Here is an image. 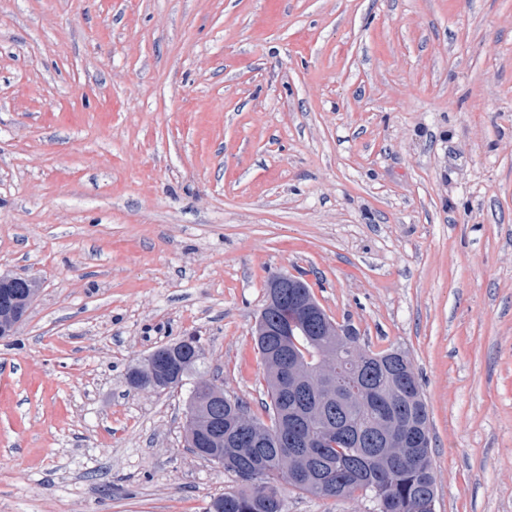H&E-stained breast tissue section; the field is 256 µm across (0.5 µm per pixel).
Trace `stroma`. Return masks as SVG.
Wrapping results in <instances>:
<instances>
[{
  "instance_id": "obj_1",
  "label": "stroma",
  "mask_w": 512,
  "mask_h": 512,
  "mask_svg": "<svg viewBox=\"0 0 512 512\" xmlns=\"http://www.w3.org/2000/svg\"><path fill=\"white\" fill-rule=\"evenodd\" d=\"M0 512H205L200 337L259 418L268 280L404 349L435 512H512V0H0ZM287 512H372L284 488ZM24 280H30L26 278H20V277H11V276H0V294L3 296L5 292L8 291L9 288H6L11 283L17 282V281H24ZM12 289V298L17 300L15 303L16 305H20L23 303H26V311L30 304H28V299L32 295H36L38 292V282L36 280L32 281H24L19 282L14 285Z\"/></svg>"
}]
</instances>
